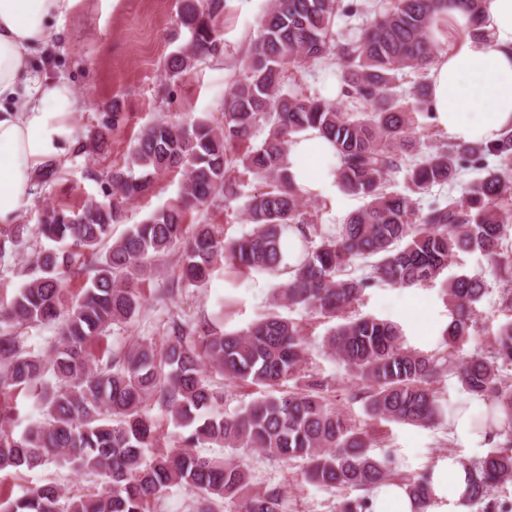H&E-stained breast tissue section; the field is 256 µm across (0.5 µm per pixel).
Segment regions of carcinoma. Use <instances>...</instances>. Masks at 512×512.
<instances>
[{
  "mask_svg": "<svg viewBox=\"0 0 512 512\" xmlns=\"http://www.w3.org/2000/svg\"><path fill=\"white\" fill-rule=\"evenodd\" d=\"M482 2L391 0L356 40L339 44L337 20L354 16L343 0H272L241 62L243 77L224 96L222 126L207 117L146 125L125 165L101 179L100 196L77 207L41 209L37 230L48 246L37 251L31 278L0 308V392L21 388L34 395L41 418L16 436L9 430L15 408L0 403V471L53 463L97 476L105 488L67 496L47 482L0 502V512H151L174 486L196 490L200 512H287L280 488H251L245 459L198 454L212 444L300 459L309 483L360 492L342 498L336 512H366V492L393 475L395 457L373 454L375 436L326 403L322 382L310 378L303 328L275 311L233 332L174 320L161 352L142 340L105 362L93 356L92 340L144 307L147 260L175 248L187 288L206 285L226 260L286 276L275 300L337 322L327 346L357 386L352 399L376 422L445 424L451 406L436 385L456 373L464 391L485 401L476 423L494 435L493 449L470 463L471 503L481 512H512L492 495L512 483V378L504 372L512 366V319L499 325L487 351L464 352L484 322L486 282L465 273L442 277L457 253L478 250L498 273L501 304L512 311V133L489 144L446 137L424 152L418 131L434 118L428 87L419 83L407 101L396 85L399 72L425 73L448 51V4L467 12L465 35L481 38ZM226 6L227 0H180L188 39L167 61L170 79L223 52ZM331 55L343 61L341 94L351 111L316 94L283 91L286 73ZM123 120L112 105L74 151L110 153L112 130ZM263 127L267 135L256 144ZM310 129L336 148L337 188L365 200L333 234L304 209V193L285 164L289 145ZM233 162L261 191L244 205L250 230L226 241L213 225L191 226L187 218L220 193L237 198ZM466 163L478 165L481 175L461 198L420 207L422 195L455 182ZM177 170L185 174L178 197L112 239L113 226L126 221L127 203L148 195L158 175ZM401 171L406 192L388 190L391 175ZM36 179L54 184L59 162H46ZM24 230L23 224L0 227V257L18 246ZM293 233L299 245L290 264L285 236ZM361 261V274H350ZM83 272L90 286L71 304L69 284ZM436 283L450 317L441 333L446 352L409 348L398 325L357 311L369 288ZM51 323L58 324V336L47 355L13 332ZM210 367L224 374L227 386L264 391L227 415L224 388L213 384ZM303 379L306 387L298 391L286 386ZM154 398L179 429L174 447L159 452L152 451L155 425L148 410ZM428 472L404 479L423 508Z\"/></svg>",
  "mask_w": 512,
  "mask_h": 512,
  "instance_id": "1",
  "label": "carcinoma"
}]
</instances>
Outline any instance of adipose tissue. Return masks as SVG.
<instances>
[{"label":"adipose tissue","mask_w":512,"mask_h":512,"mask_svg":"<svg viewBox=\"0 0 512 512\" xmlns=\"http://www.w3.org/2000/svg\"><path fill=\"white\" fill-rule=\"evenodd\" d=\"M82 0H0V225L17 223L38 169L60 159L73 139L70 118L84 103L63 79L36 76L34 48ZM483 39L449 48L428 71L431 107L440 129L465 142H494L512 132V0H484ZM294 183L312 194L326 190L340 165L334 146L311 130L287 155ZM426 510L403 482L390 480L369 492L368 512H463L471 478L461 455L430 468Z\"/></svg>","instance_id":"1"}]
</instances>
